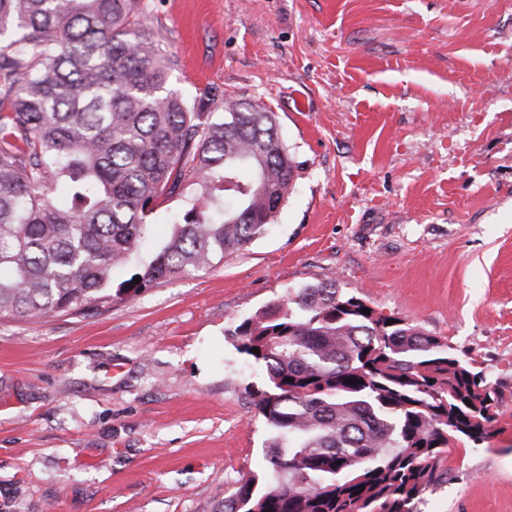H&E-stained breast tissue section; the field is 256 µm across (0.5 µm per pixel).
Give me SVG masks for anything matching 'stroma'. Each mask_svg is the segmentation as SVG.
Instances as JSON below:
<instances>
[{"mask_svg": "<svg viewBox=\"0 0 512 512\" xmlns=\"http://www.w3.org/2000/svg\"><path fill=\"white\" fill-rule=\"evenodd\" d=\"M173 89L272 106L300 167L266 233L80 315L0 319V512H224L264 464L226 337L328 279L469 350L506 400L424 512H512V0H152Z\"/></svg>", "mask_w": 512, "mask_h": 512, "instance_id": "obj_1", "label": "stroma"}]
</instances>
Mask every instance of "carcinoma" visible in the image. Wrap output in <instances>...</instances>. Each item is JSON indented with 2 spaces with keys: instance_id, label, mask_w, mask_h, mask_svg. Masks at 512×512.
<instances>
[{
  "instance_id": "1",
  "label": "carcinoma",
  "mask_w": 512,
  "mask_h": 512,
  "mask_svg": "<svg viewBox=\"0 0 512 512\" xmlns=\"http://www.w3.org/2000/svg\"><path fill=\"white\" fill-rule=\"evenodd\" d=\"M147 10L0 0L1 319L82 314L211 268L263 235L294 188L277 113L172 89L180 60ZM186 183L195 194L155 257L114 283ZM230 336L265 372L245 392L269 438L266 468L239 480L224 512H421L451 449L497 432L502 395L471 354L334 281Z\"/></svg>"
}]
</instances>
